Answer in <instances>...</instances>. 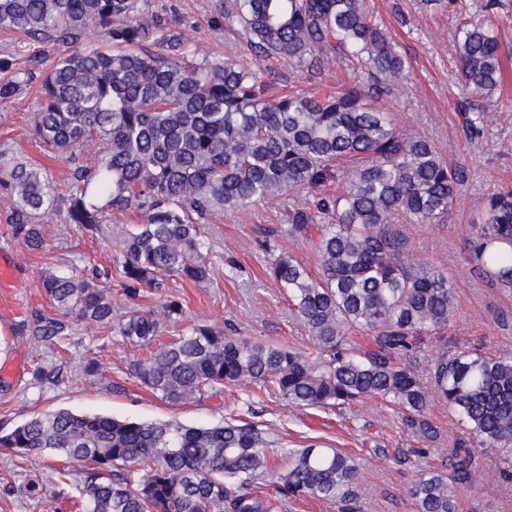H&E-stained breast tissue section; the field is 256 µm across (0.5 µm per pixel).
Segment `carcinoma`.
I'll return each instance as SVG.
<instances>
[{
	"label": "carcinoma",
	"instance_id": "obj_1",
	"mask_svg": "<svg viewBox=\"0 0 512 512\" xmlns=\"http://www.w3.org/2000/svg\"><path fill=\"white\" fill-rule=\"evenodd\" d=\"M254 56L286 58L311 73L348 60L361 81L345 90L266 95L262 73L214 62L187 45L164 15L138 0H0V32L45 48L63 45L37 90L36 135L71 161L65 192L45 170L0 150V222L31 250L41 221L62 208L96 231L112 211L142 222L119 243V287L130 302L152 294L159 309L116 318L112 273L49 271L41 284L51 314L35 318L44 341L69 335L70 321L150 350L127 375L172 407L253 385L297 408L344 413L378 399L427 443L440 435L425 410L431 396L468 434L501 453L512 476V357L464 349L434 360L425 382L409 365L427 337L448 327L457 300L448 269L419 258L396 220L442 222L464 169L434 143L394 123L379 99L407 78L405 57L373 16L370 0H228ZM459 79L471 99L457 105L469 138L486 131L484 102L503 76L495 24L463 21L455 32ZM17 56H0V105L30 81ZM336 179L329 193L321 186ZM307 193L288 234L311 243L319 274L280 252L270 273L288 291L310 348L242 339L196 324L162 337L183 316L168 288L212 280L203 225L285 193ZM468 239L474 270L512 288V186L488 193ZM19 460L49 452L83 464L77 512H278L312 497L359 512V464L315 444L288 451L270 491L258 476L280 449L242 419L189 426L175 419L116 420L58 409L0 432ZM446 473L421 467L409 489L415 512H456V484L477 471L466 443Z\"/></svg>",
	"mask_w": 512,
	"mask_h": 512
}]
</instances>
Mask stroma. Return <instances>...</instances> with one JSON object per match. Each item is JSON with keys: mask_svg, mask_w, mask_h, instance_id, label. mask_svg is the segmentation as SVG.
<instances>
[{"mask_svg": "<svg viewBox=\"0 0 512 512\" xmlns=\"http://www.w3.org/2000/svg\"><path fill=\"white\" fill-rule=\"evenodd\" d=\"M488 1L375 0L378 22L410 63L408 79L385 99L395 123L430 138L449 164L465 169L447 221L403 226L418 255L448 267L458 299L456 315L447 329L428 339L417 354L415 366L425 379L435 356L444 350L454 354L479 347L512 355V292L487 283L468 257L467 239L487 194L512 183V0H496L492 9ZM140 5L175 18L184 40L214 60L251 57L241 27L224 20V0H141ZM489 18L501 24L505 75L486 104L485 136L469 140L461 132L463 117L456 108L468 92L457 79L454 33L464 20ZM256 65L278 93L316 92L354 81L353 72L342 65L319 74L302 71L283 58H260ZM36 108L35 91L30 87L0 106V149L41 164L49 179L65 188L71 165L44 153L31 128ZM304 201V194H286L238 213L216 216L206 225L214 276L208 286L186 282L178 288L185 323L232 327L242 338L308 348L311 340L304 324L268 272L273 254L281 251L316 270L310 245L286 232L289 213ZM138 220L135 211L118 212L99 232L91 233L65 223L63 213L57 211L44 219V244L35 251L0 225V247L9 250L17 270L13 283L0 287V367L11 369L10 375L0 377V427L8 429L57 409L119 419H176L190 425H217L244 416L247 394L239 389L170 407L126 373L129 360L145 357L146 349L126 344L110 331L73 324L67 349L61 353L51 342L32 335L31 315L48 307L39 284L41 273L77 271L89 263L116 269L121 259L119 241ZM254 409L256 423L285 447L317 444L355 457L360 464L363 512H413L408 494L413 469L401 457L416 447L417 440L404 429L398 414L380 401H362L342 417L293 408L267 396L258 397ZM427 414L442 439L428 446L423 463L444 471L449 446L466 432L438 399L430 400ZM470 446L482 456L485 473L459 486L456 512H512V479L499 476L498 456L484 455L478 441H471ZM62 464V459L46 453L20 461L0 450V512H69L68 499L77 490L57 484L53 470Z\"/></svg>", "mask_w": 512, "mask_h": 512, "instance_id": "stroma-1", "label": "stroma"}]
</instances>
